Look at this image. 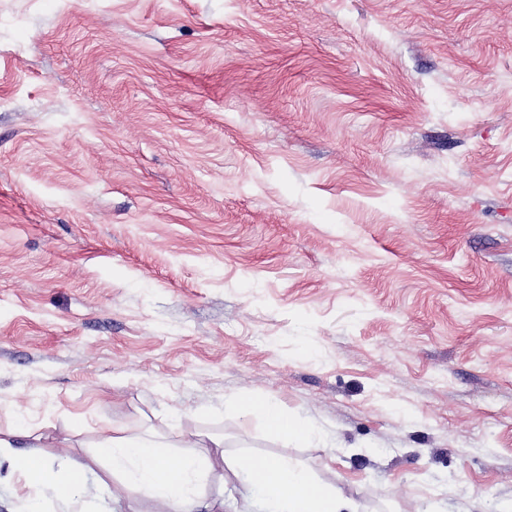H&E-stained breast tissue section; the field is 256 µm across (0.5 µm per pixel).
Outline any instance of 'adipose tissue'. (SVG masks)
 <instances>
[{"instance_id": "ef3b65f1", "label": "adipose tissue", "mask_w": 512, "mask_h": 512, "mask_svg": "<svg viewBox=\"0 0 512 512\" xmlns=\"http://www.w3.org/2000/svg\"><path fill=\"white\" fill-rule=\"evenodd\" d=\"M249 410L285 441L304 444L314 436L307 423L288 418L273 401H254ZM223 445V439L216 438L210 449L171 454L155 438L127 436L116 428L97 448L99 457L110 465L108 474L114 490L127 499L130 512H140L139 505L145 499L164 504L167 512H193L204 497L209 472L218 469L243 476L265 500L269 512H356L349 501L307 469L274 456L240 454L229 459ZM1 464L38 489L40 497L31 502L29 512H43L46 500L71 499L88 473L87 467L79 464L67 467L62 475L51 474L41 454L16 456L4 439H0Z\"/></svg>"}]
</instances>
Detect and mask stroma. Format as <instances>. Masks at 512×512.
Segmentation results:
<instances>
[{"mask_svg":"<svg viewBox=\"0 0 512 512\" xmlns=\"http://www.w3.org/2000/svg\"><path fill=\"white\" fill-rule=\"evenodd\" d=\"M116 427L512 512V0H0V438ZM250 412L287 442L304 444L312 440L313 429L305 422L289 419L280 406L268 399L257 400L247 405Z\"/></svg>","mask_w":512,"mask_h":512,"instance_id":"stroma-1","label":"stroma"}]
</instances>
